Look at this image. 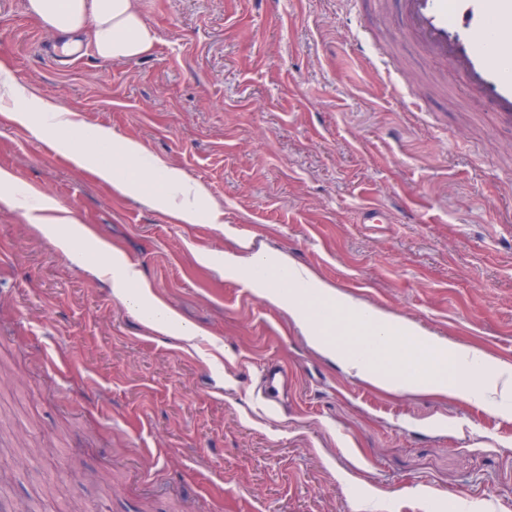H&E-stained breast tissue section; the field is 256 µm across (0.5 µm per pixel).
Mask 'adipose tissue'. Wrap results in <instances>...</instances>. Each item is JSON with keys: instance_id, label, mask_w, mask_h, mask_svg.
Listing matches in <instances>:
<instances>
[{"instance_id": "obj_1", "label": "adipose tissue", "mask_w": 512, "mask_h": 512, "mask_svg": "<svg viewBox=\"0 0 512 512\" xmlns=\"http://www.w3.org/2000/svg\"><path fill=\"white\" fill-rule=\"evenodd\" d=\"M26 12L63 41L70 54L87 50L106 61L133 59L152 54L158 42L156 30L142 15L140 0H27ZM0 110L15 123H30L38 133L53 135L76 167L91 169L117 190L143 192L151 187L145 202L165 207L179 222L222 223L223 209L206 201L203 187L188 181L178 168L147 158L138 142L118 140L109 128L81 129L69 111L34 97L2 63ZM0 202L20 210L28 224L69 258L84 261L71 235L57 230L58 225L69 223V216L61 214L49 197L29 202L5 168H0ZM224 267L239 278L265 270L273 283L262 286L261 296L286 309L311 346L335 356L360 380L388 390L477 398L495 413L512 414V367L490 368L487 357L476 350L453 345L413 323L359 304L287 256L263 250L248 255L228 252ZM90 271L111 277L115 297L136 309L153 331L185 339L196 336V329L182 323L161 302L134 265L115 255L97 260ZM323 302L332 303L334 317L315 315L316 306Z\"/></svg>"}]
</instances>
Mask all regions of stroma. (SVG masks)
<instances>
[{
    "mask_svg": "<svg viewBox=\"0 0 512 512\" xmlns=\"http://www.w3.org/2000/svg\"><path fill=\"white\" fill-rule=\"evenodd\" d=\"M25 3L0 0L13 76L182 170L224 221L174 223L0 113V167L199 331L154 333L111 278L0 203V446L50 449L17 474L0 461L9 498L48 483L41 512H512V420L359 380L224 274V250L284 253L512 366V132L454 75L405 110L357 41L372 35L401 76L436 70L399 41L397 0H142L159 43L112 62L62 60ZM369 206L388 223H360ZM269 361L291 379L276 410L259 391Z\"/></svg>",
    "mask_w": 512,
    "mask_h": 512,
    "instance_id": "obj_1",
    "label": "stroma"
}]
</instances>
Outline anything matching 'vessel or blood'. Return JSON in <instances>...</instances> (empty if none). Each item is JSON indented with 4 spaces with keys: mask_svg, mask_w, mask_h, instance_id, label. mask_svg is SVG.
Here are the masks:
<instances>
[{
    "mask_svg": "<svg viewBox=\"0 0 512 512\" xmlns=\"http://www.w3.org/2000/svg\"><path fill=\"white\" fill-rule=\"evenodd\" d=\"M404 40L457 75L498 126L512 129V0H400ZM288 373L271 363L261 391L287 388Z\"/></svg>",
    "mask_w": 512,
    "mask_h": 512,
    "instance_id": "obj_1",
    "label": "vessel or blood"
}]
</instances>
